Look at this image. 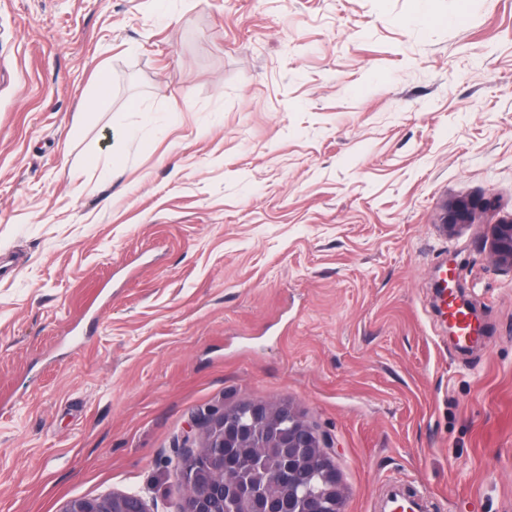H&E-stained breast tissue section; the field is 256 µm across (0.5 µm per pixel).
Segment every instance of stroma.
I'll use <instances>...</instances> for the list:
<instances>
[{
    "label": "stroma",
    "mask_w": 512,
    "mask_h": 512,
    "mask_svg": "<svg viewBox=\"0 0 512 512\" xmlns=\"http://www.w3.org/2000/svg\"><path fill=\"white\" fill-rule=\"evenodd\" d=\"M510 216L512 0H0V512H181L182 437L253 399L346 512H512ZM475 203L469 200H458L449 205L448 224H444L449 233L456 232L460 227L470 222L474 210ZM487 243L495 265L512 273V218L490 224ZM435 288H444L443 297L446 314L452 322L455 334L461 343L469 342L477 337V328L467 309L456 302V299L450 290L448 292V273L443 270L435 276ZM61 512H148L143 498L135 494H112L77 498L66 502Z\"/></svg>",
    "instance_id": "35a3bbf8"
}]
</instances>
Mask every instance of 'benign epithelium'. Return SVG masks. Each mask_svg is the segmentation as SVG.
<instances>
[{
  "label": "benign epithelium",
  "mask_w": 512,
  "mask_h": 512,
  "mask_svg": "<svg viewBox=\"0 0 512 512\" xmlns=\"http://www.w3.org/2000/svg\"><path fill=\"white\" fill-rule=\"evenodd\" d=\"M475 203L458 200L449 205L445 228L454 233L470 222ZM495 265L512 272V218L490 225L487 239ZM250 423L236 422L223 410L201 418L203 434L197 447L181 446L175 457V472L185 489L183 512H221L225 491L235 492L244 512H345L347 490L342 483L327 436L305 421L286 403L270 404L249 400ZM229 448H293L288 467L263 472L264 483L273 493H260L242 486L232 476L224 451ZM310 467L322 475L325 488L309 493L298 483L300 472ZM61 512H148L143 498L135 494H112L98 498H77L66 502Z\"/></svg>",
  "instance_id": "1"
}]
</instances>
